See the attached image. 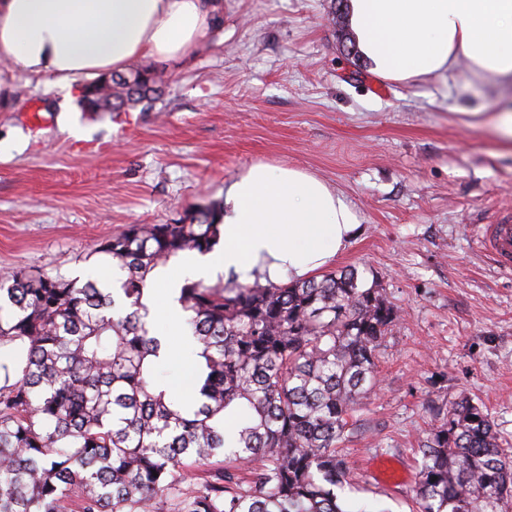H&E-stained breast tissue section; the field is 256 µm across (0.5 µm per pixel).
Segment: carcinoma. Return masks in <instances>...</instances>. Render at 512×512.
I'll list each match as a JSON object with an SVG mask.
<instances>
[{"mask_svg": "<svg viewBox=\"0 0 512 512\" xmlns=\"http://www.w3.org/2000/svg\"><path fill=\"white\" fill-rule=\"evenodd\" d=\"M152 66L87 83L83 111L149 108ZM220 204L176 224H130L98 247L119 291L0 273V512H366L337 490V447L376 381L394 312L354 268L301 283L185 280L195 372L160 374L164 337L142 302L152 271L220 243ZM415 512H512V450L462 399L423 441Z\"/></svg>", "mask_w": 512, "mask_h": 512, "instance_id": "cac0c4a2", "label": "carcinoma"}]
</instances>
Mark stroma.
Wrapping results in <instances>:
<instances>
[{"instance_id":"1","label":"stroma","mask_w":512,"mask_h":512,"mask_svg":"<svg viewBox=\"0 0 512 512\" xmlns=\"http://www.w3.org/2000/svg\"><path fill=\"white\" fill-rule=\"evenodd\" d=\"M332 0H221L189 58L158 60L151 109L92 115L77 86L0 66V270L109 287L99 244L222 201L256 163L342 191L361 231L338 267L377 281L396 313L376 383L342 444L343 496L411 512L413 484L383 487L371 459L417 475L419 447L454 403L488 410L512 447V275L475 228L512 218V151L485 118L512 87L465 65L417 82L374 78L345 55Z\"/></svg>"}]
</instances>
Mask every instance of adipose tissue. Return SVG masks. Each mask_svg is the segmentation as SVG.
<instances>
[{
  "label": "adipose tissue",
  "instance_id": "obj_1",
  "mask_svg": "<svg viewBox=\"0 0 512 512\" xmlns=\"http://www.w3.org/2000/svg\"><path fill=\"white\" fill-rule=\"evenodd\" d=\"M218 0H0V61L72 84L132 60L187 57ZM346 23L368 71L418 81L458 60L487 84L512 82V0H348ZM223 251L185 262L192 279L302 282L332 266L360 232L348 199L291 166L256 163L224 191Z\"/></svg>",
  "mask_w": 512,
  "mask_h": 512
}]
</instances>
